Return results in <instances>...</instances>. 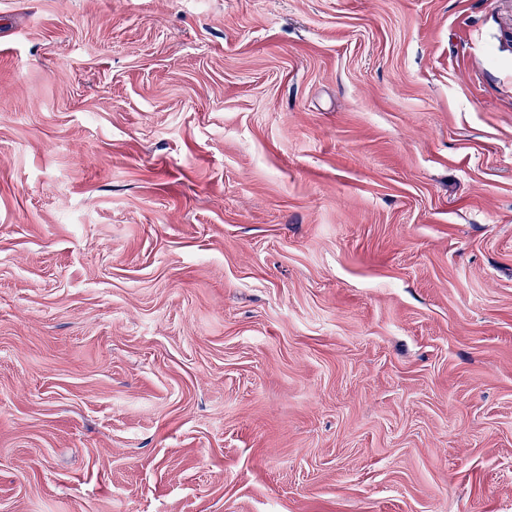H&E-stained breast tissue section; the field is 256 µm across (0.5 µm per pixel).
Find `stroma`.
<instances>
[{
	"mask_svg": "<svg viewBox=\"0 0 512 512\" xmlns=\"http://www.w3.org/2000/svg\"><path fill=\"white\" fill-rule=\"evenodd\" d=\"M0 512H512V0H0Z\"/></svg>",
	"mask_w": 512,
	"mask_h": 512,
	"instance_id": "obj_1",
	"label": "stroma"
}]
</instances>
